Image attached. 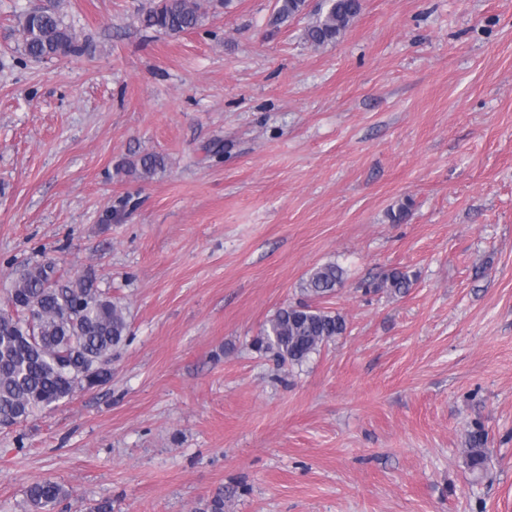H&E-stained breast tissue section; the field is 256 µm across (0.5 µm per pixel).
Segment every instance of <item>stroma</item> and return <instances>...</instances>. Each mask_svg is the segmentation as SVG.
Masks as SVG:
<instances>
[{
    "instance_id": "35a3bbf8",
    "label": "stroma",
    "mask_w": 512,
    "mask_h": 512,
    "mask_svg": "<svg viewBox=\"0 0 512 512\" xmlns=\"http://www.w3.org/2000/svg\"><path fill=\"white\" fill-rule=\"evenodd\" d=\"M201 3L170 36L152 0H0V301L50 260L130 325L106 384L0 428V512L42 479L53 512H512V0H362L321 47L324 0ZM50 6L80 56L23 53ZM327 262L345 333L255 351ZM413 280L408 272H404L398 269H392L386 273H383L377 280L372 284L373 291L387 290L390 293L404 294L409 288H411ZM466 462L472 472H482L486 464L487 434L481 428H476L468 434L466 441Z\"/></svg>"
}]
</instances>
